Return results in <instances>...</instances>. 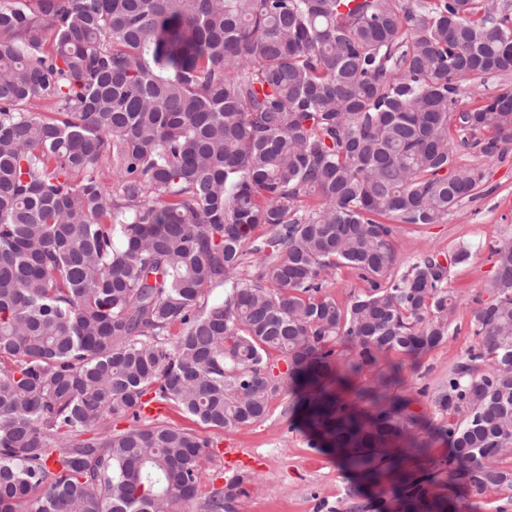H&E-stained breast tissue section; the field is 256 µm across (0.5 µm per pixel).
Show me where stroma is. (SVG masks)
I'll return each instance as SVG.
<instances>
[{"instance_id": "35a3bbf8", "label": "stroma", "mask_w": 512, "mask_h": 512, "mask_svg": "<svg viewBox=\"0 0 512 512\" xmlns=\"http://www.w3.org/2000/svg\"><path fill=\"white\" fill-rule=\"evenodd\" d=\"M456 163L482 171L478 196L463 201L443 223L395 227L396 272L405 271L429 252L448 258L463 247L470 254L467 262L448 267L447 286L461 298L452 316L453 338L414 362L395 353L390 356L401 364L404 377L396 395L409 401L411 412L430 425L429 430L414 432L423 449L396 452L375 469L352 471L332 450L311 447L296 409L297 396L289 388L273 398L264 420L232 430L207 427L174 406L163 408L161 420L192 430L213 444L212 456L202 468L200 497L228 480L224 462L228 448L243 451L238 463L242 492L234 512H381L406 475L425 478L429 498L457 494L448 481V440L441 433L449 416L435 398L475 342L471 333L474 298L493 297L490 248L512 238V146L492 157L477 148L464 149Z\"/></svg>"}]
</instances>
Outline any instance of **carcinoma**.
<instances>
[{"instance_id": "obj_1", "label": "carcinoma", "mask_w": 512, "mask_h": 512, "mask_svg": "<svg viewBox=\"0 0 512 512\" xmlns=\"http://www.w3.org/2000/svg\"><path fill=\"white\" fill-rule=\"evenodd\" d=\"M509 72L512 0H0V512H189L212 443L152 404L233 429L286 385L374 468L420 418L383 392L393 372L369 415L332 385L455 335L447 268L395 274L390 222L473 198L457 153L512 143V86L461 109V84ZM491 257L436 397L448 480L474 496L512 489V242ZM341 266L369 284L344 306ZM423 483L402 480L405 512H460Z\"/></svg>"}]
</instances>
